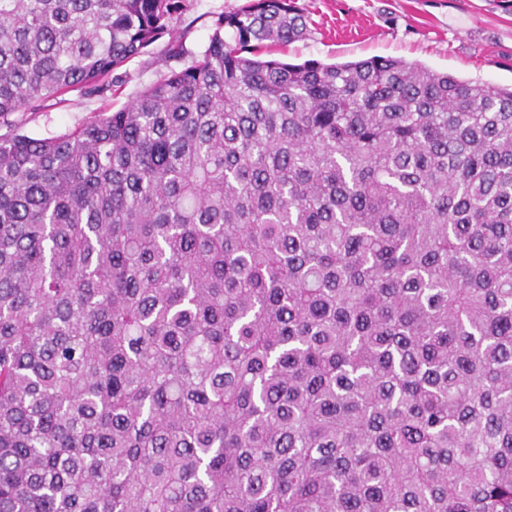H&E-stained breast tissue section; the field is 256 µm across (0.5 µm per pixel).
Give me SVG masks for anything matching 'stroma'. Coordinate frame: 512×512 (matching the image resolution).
I'll return each mask as SVG.
<instances>
[{"mask_svg": "<svg viewBox=\"0 0 512 512\" xmlns=\"http://www.w3.org/2000/svg\"><path fill=\"white\" fill-rule=\"evenodd\" d=\"M249 0H196L178 21L186 49L207 46L216 16L235 12ZM309 17V35L277 48L294 63H340L394 57L458 78L501 86L512 84V0H297ZM157 41L117 70L111 88L15 118L36 138L62 134L112 111L170 70L179 61L166 58Z\"/></svg>", "mask_w": 512, "mask_h": 512, "instance_id": "35a3bbf8", "label": "stroma"}]
</instances>
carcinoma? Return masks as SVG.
Returning <instances> with one entry per match:
<instances>
[{"label": "carcinoma", "instance_id": "obj_1", "mask_svg": "<svg viewBox=\"0 0 512 512\" xmlns=\"http://www.w3.org/2000/svg\"><path fill=\"white\" fill-rule=\"evenodd\" d=\"M193 2L0 0V512H512V87L250 0L12 120ZM166 35L143 53L131 59L121 69L114 72L118 80L111 88L90 96H80L77 92L64 96V104L52 105L50 101L42 112H17L12 116L22 124L23 131L29 136L43 138L62 134L74 129L78 124L91 120L98 112L112 111L130 101L136 93L171 69L183 66L184 61L165 57Z\"/></svg>", "mask_w": 512, "mask_h": 512}]
</instances>
